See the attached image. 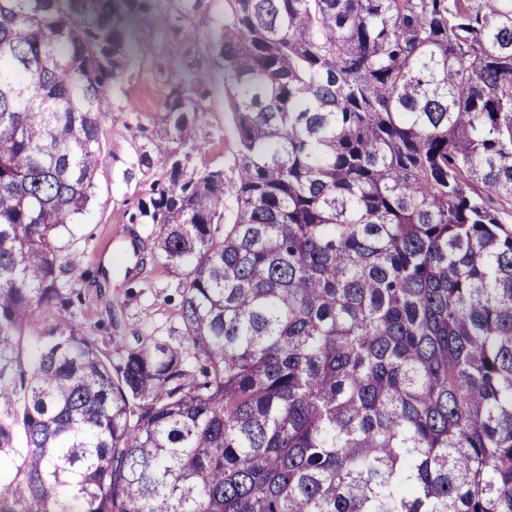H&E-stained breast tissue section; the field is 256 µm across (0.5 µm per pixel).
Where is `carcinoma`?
Segmentation results:
<instances>
[{"instance_id": "carcinoma-1", "label": "carcinoma", "mask_w": 512, "mask_h": 512, "mask_svg": "<svg viewBox=\"0 0 512 512\" xmlns=\"http://www.w3.org/2000/svg\"><path fill=\"white\" fill-rule=\"evenodd\" d=\"M154 0H0V512H512V0H225L237 148L143 204L181 336L106 354L60 240Z\"/></svg>"}]
</instances>
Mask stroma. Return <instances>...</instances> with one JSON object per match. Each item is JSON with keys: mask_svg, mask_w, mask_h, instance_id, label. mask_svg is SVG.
Wrapping results in <instances>:
<instances>
[{"mask_svg": "<svg viewBox=\"0 0 512 512\" xmlns=\"http://www.w3.org/2000/svg\"><path fill=\"white\" fill-rule=\"evenodd\" d=\"M223 16L224 0H201L186 13L179 12L176 0H158L152 13L137 18L126 31L131 59L110 93V112L101 122L103 161L93 196L62 240L66 253L81 260L80 271L68 276L81 297L71 323L95 336L105 352L136 336L181 335L178 279L155 256L151 225L132 220L166 177L159 166H139L138 156L149 142H160L161 109L171 84L179 82L202 93V112L191 128L196 149L189 170L231 162L237 132L227 111L223 67L209 52ZM185 29L191 38H182ZM134 239L141 249V266L129 278L101 285L95 274L99 260H111L121 244Z\"/></svg>", "mask_w": 512, "mask_h": 512, "instance_id": "1", "label": "stroma"}]
</instances>
